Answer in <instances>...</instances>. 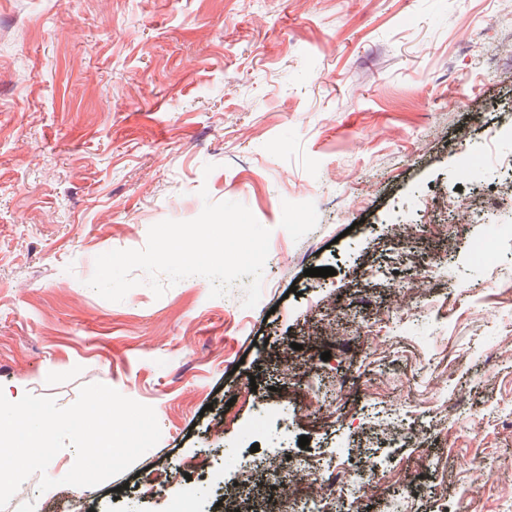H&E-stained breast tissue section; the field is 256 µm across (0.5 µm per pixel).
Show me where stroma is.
<instances>
[{"instance_id":"35a3bbf8","label":"stroma","mask_w":512,"mask_h":512,"mask_svg":"<svg viewBox=\"0 0 512 512\" xmlns=\"http://www.w3.org/2000/svg\"><path fill=\"white\" fill-rule=\"evenodd\" d=\"M510 119L512 0H0V388L65 408L102 383L161 429L98 487L61 484L65 447L5 512H271L274 456L409 473L381 512H512V137L463 146ZM226 200L271 232L255 308L201 276L88 286Z\"/></svg>"}]
</instances>
